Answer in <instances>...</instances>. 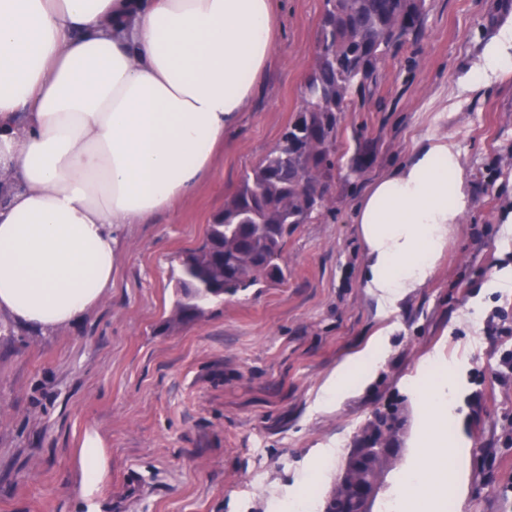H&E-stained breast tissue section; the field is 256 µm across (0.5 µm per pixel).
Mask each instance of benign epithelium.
Returning a JSON list of instances; mask_svg holds the SVG:
<instances>
[{
    "label": "benign epithelium",
    "instance_id": "7a95c632",
    "mask_svg": "<svg viewBox=\"0 0 512 512\" xmlns=\"http://www.w3.org/2000/svg\"><path fill=\"white\" fill-rule=\"evenodd\" d=\"M405 418L398 410H386L379 421L367 425L349 449L345 467L339 478V492L326 497L323 512H373L374 502L381 490L383 476L375 468V461L397 458L402 452L400 434ZM387 428L392 437L378 439V429Z\"/></svg>",
    "mask_w": 512,
    "mask_h": 512
}]
</instances>
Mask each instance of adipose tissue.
<instances>
[{"label":"adipose tissue","instance_id":"obj_1","mask_svg":"<svg viewBox=\"0 0 512 512\" xmlns=\"http://www.w3.org/2000/svg\"><path fill=\"white\" fill-rule=\"evenodd\" d=\"M280 33L275 0H0V312L66 325L113 284L126 228L173 211L212 173L216 148L257 93ZM512 70V29L487 45L472 89ZM473 205L462 150L422 138L367 189L355 222L382 305L423 287ZM388 354L376 344L324 387L331 404ZM417 444L404 508L425 507L453 469L438 423L447 379L414 391Z\"/></svg>","mask_w":512,"mask_h":512}]
</instances>
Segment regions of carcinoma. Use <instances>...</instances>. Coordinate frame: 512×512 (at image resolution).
Segmentation results:
<instances>
[{
    "label": "carcinoma",
    "instance_id": "cac0c4a2",
    "mask_svg": "<svg viewBox=\"0 0 512 512\" xmlns=\"http://www.w3.org/2000/svg\"><path fill=\"white\" fill-rule=\"evenodd\" d=\"M426 0H325L314 65L302 104L278 144L245 172L213 214L203 242L185 252L175 312L199 316L226 295L284 278L282 253L294 226L328 210L336 142L354 96L372 94L394 48L422 26Z\"/></svg>",
    "mask_w": 512,
    "mask_h": 512
}]
</instances>
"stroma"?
Segmentation results:
<instances>
[{"instance_id": "35a3bbf8", "label": "stroma", "mask_w": 512, "mask_h": 512, "mask_svg": "<svg viewBox=\"0 0 512 512\" xmlns=\"http://www.w3.org/2000/svg\"><path fill=\"white\" fill-rule=\"evenodd\" d=\"M281 34L258 95L226 137L211 176L170 213L129 225L115 282L74 323L40 331L0 313V512H290L301 487L321 512L349 448L388 404L407 419L404 452L374 512H388L402 472L424 469L425 417L411 396L446 362L461 429L455 485L463 512H512V375L499 358L512 335V72L488 89L463 84L484 47L512 25V0H426L422 30L397 48L366 101L346 112L329 209L288 238L285 278L173 322L184 252L243 174L277 144L302 101L325 0H277ZM371 150L351 173L354 133ZM426 136L464 152L474 206L453 225L425 288L383 315L361 285L354 222L367 187ZM499 273L504 287L489 284ZM383 340L389 355L332 405L337 368ZM97 437L103 476L83 493L81 451Z\"/></svg>"}]
</instances>
